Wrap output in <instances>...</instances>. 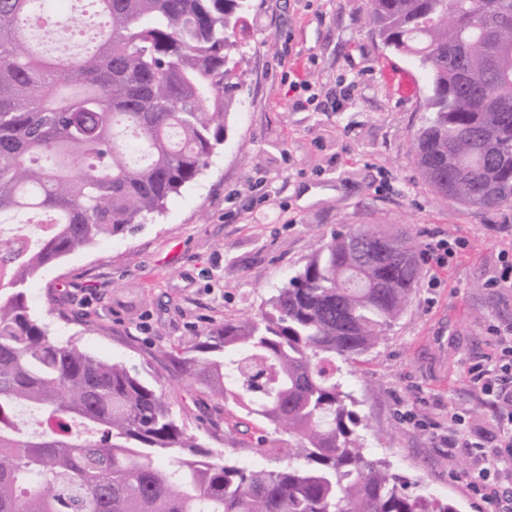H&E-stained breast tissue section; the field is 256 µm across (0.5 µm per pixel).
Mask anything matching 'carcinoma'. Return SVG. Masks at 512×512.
Listing matches in <instances>:
<instances>
[{"label": "carcinoma", "mask_w": 512, "mask_h": 512, "mask_svg": "<svg viewBox=\"0 0 512 512\" xmlns=\"http://www.w3.org/2000/svg\"><path fill=\"white\" fill-rule=\"evenodd\" d=\"M40 0H0V224L40 211L32 244L0 239V512H458L414 497L368 455L336 361L373 350L421 275L416 246L360 225L314 245L257 317L169 353L173 370L288 434L278 470L205 449L162 391L34 319L41 268L162 215L224 144L248 0H97L94 45L51 57ZM364 24L429 76L414 161L430 189L512 207V2L372 0ZM40 411L30 432L18 412ZM99 430L94 440L82 431Z\"/></svg>", "instance_id": "carcinoma-1"}]
</instances>
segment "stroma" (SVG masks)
Returning a JSON list of instances; mask_svg holds the SVG:
<instances>
[{"label": "stroma", "mask_w": 512, "mask_h": 512, "mask_svg": "<svg viewBox=\"0 0 512 512\" xmlns=\"http://www.w3.org/2000/svg\"><path fill=\"white\" fill-rule=\"evenodd\" d=\"M370 0H250L242 92L210 166L139 230L101 240L41 270L32 313L58 338L160 381L170 408L205 447L238 463L287 466L236 434V412L173 376L167 353L228 320L256 316L308 262L317 239L370 224L417 247L464 237L441 284L423 270L384 341L342 364L371 458L411 495L494 512L468 486L471 449L448 451L452 415L497 434L501 410L469 382L512 330V208L463 209L434 193L413 161L429 95L425 70L363 24ZM508 232H500V225Z\"/></svg>", "instance_id": "stroma-1"}]
</instances>
